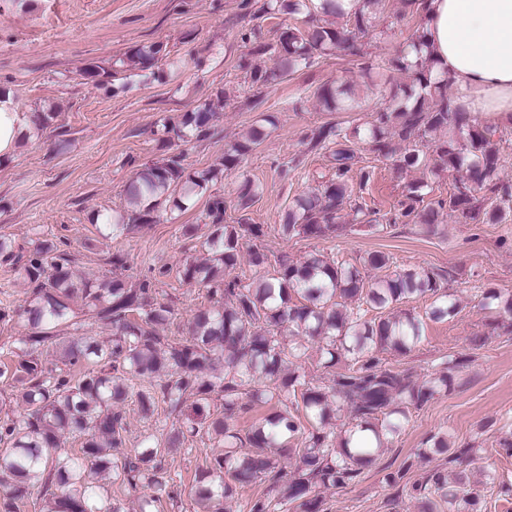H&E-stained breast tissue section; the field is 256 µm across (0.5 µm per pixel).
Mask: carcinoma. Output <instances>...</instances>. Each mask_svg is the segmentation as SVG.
Masks as SVG:
<instances>
[{
	"label": "carcinoma",
	"mask_w": 512,
	"mask_h": 512,
	"mask_svg": "<svg viewBox=\"0 0 512 512\" xmlns=\"http://www.w3.org/2000/svg\"><path fill=\"white\" fill-rule=\"evenodd\" d=\"M379 0H319L324 14L343 16L345 25L328 27L318 22L307 28H280L275 43L261 32L240 33L248 47L238 68L249 72L255 88L253 107L261 104V89L306 68L335 52L363 56L361 38L369 35L370 6ZM297 0H264L259 12L294 13ZM426 31L421 26L410 35L407 49L380 65L409 75L421 94L410 91L405 101L392 100L363 130L349 134L336 124L318 127L308 140L311 151H327L331 175L313 191L288 207L282 236L292 238L342 237L346 206L354 220L383 232L390 224L418 220L431 228L443 212L465 219L498 222L502 205L512 198V185L497 177L500 148L497 130L482 123L448 97V78L433 73V60L425 54ZM275 55L273 67L263 69L252 58ZM168 57L163 44L134 50L130 59L147 67ZM317 97L327 112H348L356 100L344 86H323ZM214 118L211 108L184 113L176 123L163 125L169 142H189L204 136ZM444 131L446 140L434 138ZM363 134L371 151L408 170L427 164L434 156V172H456L449 198L429 199L424 181L406 186L399 208L387 224L352 202L348 173L355 165L351 135ZM263 131L253 129L224 150L223 167L191 171L182 151L154 162L141 163L127 184V212L112 217V232L156 222L159 209L207 192L208 184L239 169L260 144ZM257 193L248 179L241 181L239 209L249 208ZM224 198L209 199L204 225H182V236L204 237L210 258L185 260L180 279L205 292L208 306L198 309L188 322L187 335L163 336L160 330L173 320L170 302L154 288L170 269L151 271L135 285L116 274L95 279L80 277L72 261L57 244L44 240L31 250L15 246L0 235V260L15 267L30 288L29 300L18 309H0V321H17L27 329L19 339L20 354L0 377L11 375L16 400L24 409L19 419L0 420V512H16L17 503L31 487L46 500L47 512H121L101 492L99 477L105 473L132 488L149 490L139 512H160L162 499L175 495V481L167 457L182 447L186 434L199 428L223 441L226 451L211 458L208 481L198 486L194 500L200 512H224V502L258 481L282 480L288 484L287 502L268 494L245 500L244 512H281L285 504L297 512H322V501L311 497L318 487L340 488L372 462L385 443L400 434L408 414L443 391L461 361L450 355L428 377L417 382L413 373L379 356L383 351L406 353L422 340L420 321L409 312L379 320H366L363 306L384 310L416 295H433L430 315L451 317L457 304L441 291L439 275L425 268H411L394 275L368 277L353 266L319 253L302 262L286 256L270 260L259 248L267 235L263 224L238 221L228 224ZM256 243L249 262L255 267L275 264L274 274L243 283L234 274L240 264L239 241ZM357 311L341 309L338 299ZM480 309L512 319V294L487 290ZM108 332L100 344L80 334V315ZM317 342L329 361L342 355L344 372L323 385H310L298 370L282 374L284 364L306 356L307 343ZM224 398V413L205 414L213 395ZM132 400L142 414L154 415L158 403L177 423L164 433V445L146 440L122 460L112 459V449L127 440L125 403ZM275 403L282 411L259 424L246 437L234 429L238 414L253 404ZM346 411L348 421L333 422V411ZM312 424L302 448L291 442ZM80 448L71 453L68 441ZM295 455L294 467L282 459ZM410 466L386 476V483L400 486L410 497L424 498V512H478V482L465 469L448 475L435 468L421 482H409Z\"/></svg>",
	"instance_id": "1"
}]
</instances>
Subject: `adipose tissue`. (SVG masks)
I'll list each match as a JSON object with an SVG mask.
<instances>
[{"label": "adipose tissue", "mask_w": 512, "mask_h": 512, "mask_svg": "<svg viewBox=\"0 0 512 512\" xmlns=\"http://www.w3.org/2000/svg\"><path fill=\"white\" fill-rule=\"evenodd\" d=\"M420 10L457 104L489 124L512 117V0H420Z\"/></svg>", "instance_id": "ef3b65f1"}]
</instances>
